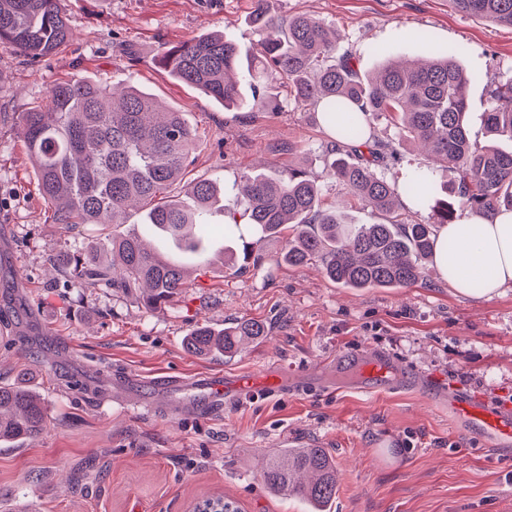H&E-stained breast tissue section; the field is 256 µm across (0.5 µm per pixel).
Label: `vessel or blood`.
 <instances>
[{
	"instance_id": "b4317fda",
	"label": "vessel or blood",
	"mask_w": 512,
	"mask_h": 512,
	"mask_svg": "<svg viewBox=\"0 0 512 512\" xmlns=\"http://www.w3.org/2000/svg\"><path fill=\"white\" fill-rule=\"evenodd\" d=\"M359 371L363 391L373 393L387 389L391 385V368L385 359L378 357L361 359ZM281 384V378L270 373L231 376L209 371L196 373L187 379L160 377L153 381L154 387L163 391L192 393L196 409L203 415L221 412L225 399L240 398L261 390L274 392ZM448 411L454 418L479 431L492 443L512 442V412L510 411L492 409L477 396L450 400Z\"/></svg>"
}]
</instances>
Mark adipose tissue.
Masks as SVG:
<instances>
[{
	"mask_svg": "<svg viewBox=\"0 0 512 512\" xmlns=\"http://www.w3.org/2000/svg\"><path fill=\"white\" fill-rule=\"evenodd\" d=\"M433 265L455 294L487 299L512 286V212L465 215L438 232Z\"/></svg>",
	"mask_w": 512,
	"mask_h": 512,
	"instance_id": "obj_1",
	"label": "adipose tissue"
}]
</instances>
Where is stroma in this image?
<instances>
[{
  "label": "stroma",
  "instance_id": "stroma-1",
  "mask_svg": "<svg viewBox=\"0 0 512 512\" xmlns=\"http://www.w3.org/2000/svg\"><path fill=\"white\" fill-rule=\"evenodd\" d=\"M278 15L305 13L336 29L360 73L386 59L453 50L476 79L469 133L484 143L488 91L512 77V29L461 15L450 0H270ZM73 41L31 59L0 46V384L27 373L47 414L36 440L0 442V512H193L209 498L239 512H310L274 496L260 472L288 443L326 449L337 472L330 512H512V443L492 445L454 423L446 402L475 392L512 402V288L493 299L455 294L434 270L406 288H345L319 260L276 265L284 236L258 247L261 266H225L219 210L197 255L161 238L160 253L192 269L188 288L152 311L108 288H77L53 265L101 240L140 232L142 216L113 227L51 223L19 136L23 112L54 83L87 78L133 85L182 113L196 133L191 175L233 184L243 172L304 169L324 207L350 224L374 214L325 177L331 139L289 87L270 107L224 110L154 63L164 49L220 30L253 47L250 0H60ZM269 323L268 336L230 357L187 354L196 326ZM387 356L398 386L359 388L357 360ZM277 372L288 387L226 404L213 416L146 414L113 402L126 375ZM419 385L420 394L406 390Z\"/></svg>",
  "mask_w": 512,
  "mask_h": 512
}]
</instances>
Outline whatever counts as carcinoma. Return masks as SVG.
<instances>
[{"label": "carcinoma", "instance_id": "obj_1", "mask_svg": "<svg viewBox=\"0 0 512 512\" xmlns=\"http://www.w3.org/2000/svg\"><path fill=\"white\" fill-rule=\"evenodd\" d=\"M269 0H251L248 24L259 37L249 55L224 32L192 37L162 51L157 63L170 77L202 91L224 108L241 107L250 90L253 112L268 102L266 90L283 80L303 104L321 106L335 129L334 159L326 174L374 213L379 224L345 227L334 209L321 204V189L303 170L277 175L244 173L229 192L243 201L239 215L224 223L244 241L242 259L263 239L289 230L276 263L298 266L318 258L326 275L345 288H406L424 277L432 258L435 225L452 224L456 207L492 216L512 211V79L489 91L483 113L487 132L506 142L481 145L470 138L466 88L471 76L453 52L411 65L385 63L361 75L351 53L319 20L275 15ZM465 16L512 28V0H452ZM73 39L59 0H0V45L39 60ZM385 117L399 139L384 142L372 121ZM21 134L53 224H124L130 210L144 209V234L160 230L177 247L202 246L205 217L222 195L209 179H189L188 158L195 133L182 113L160 107L134 87L116 92L88 80H65L48 91L44 106L22 114ZM413 141L443 168L456 173L449 184L431 171H416L401 184L380 174L383 164ZM185 197L170 195L175 185ZM429 208L428 224L397 212L401 197ZM252 228L246 241L240 225ZM60 273L82 288H115L148 309H160L186 287L187 267L146 248L143 237H114L85 256L55 259ZM269 327L244 320L224 329H195L184 339L193 356L235 353L244 340L267 335ZM46 412L26 378L0 385V442L33 440L44 430ZM274 495L299 498L312 512H329L336 498V466L323 448H280L261 470Z\"/></svg>", "mask_w": 512, "mask_h": 512}]
</instances>
